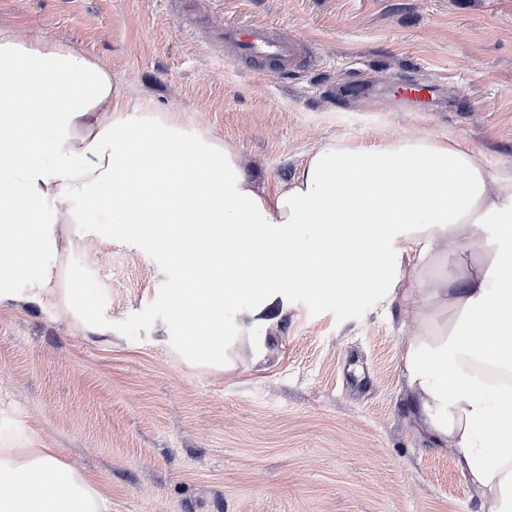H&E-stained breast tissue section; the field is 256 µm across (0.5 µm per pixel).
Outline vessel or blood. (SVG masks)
Here are the masks:
<instances>
[{"label":"vessel or blood","mask_w":512,"mask_h":512,"mask_svg":"<svg viewBox=\"0 0 512 512\" xmlns=\"http://www.w3.org/2000/svg\"><path fill=\"white\" fill-rule=\"evenodd\" d=\"M224 35L235 45L239 57L254 63L262 75L295 67L301 60L294 41L276 38L265 26L228 28ZM399 93L405 98L428 103L435 97L436 85L432 82H409L400 87Z\"/></svg>","instance_id":"b4317fda"}]
</instances>
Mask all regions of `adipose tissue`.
<instances>
[{"label": "adipose tissue", "instance_id": "1", "mask_svg": "<svg viewBox=\"0 0 512 512\" xmlns=\"http://www.w3.org/2000/svg\"><path fill=\"white\" fill-rule=\"evenodd\" d=\"M187 149L191 168L175 164ZM78 224H103L146 249L176 226L190 256L172 294L192 317L196 365L224 362V311L248 299L237 331L257 344L288 309L287 281L340 300L346 286L399 298L415 313L404 369L429 431L456 450L482 512H512V250L481 229L512 224V175L491 178L453 141H328L267 191L234 144L185 129L134 101L78 44L27 37L0 23V301L18 276L41 289V265L20 267L19 231L35 248H69ZM318 227L308 250L287 244ZM261 263L255 281L225 285L232 265ZM468 286L458 289V279ZM448 309L432 331L434 306ZM91 477L50 448L0 445V512H108Z\"/></svg>", "mask_w": 512, "mask_h": 512}]
</instances>
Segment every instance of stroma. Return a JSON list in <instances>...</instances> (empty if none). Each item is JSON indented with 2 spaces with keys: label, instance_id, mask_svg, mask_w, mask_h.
Wrapping results in <instances>:
<instances>
[{
  "label": "stroma",
  "instance_id": "35a3bbf8",
  "mask_svg": "<svg viewBox=\"0 0 512 512\" xmlns=\"http://www.w3.org/2000/svg\"><path fill=\"white\" fill-rule=\"evenodd\" d=\"M0 21L81 44L138 99L237 147L267 188L330 141H455L491 176L512 171V0H0ZM267 25L299 40L303 66L262 76L225 27ZM443 81L437 106L397 101L396 84ZM69 299L0 302V443L56 449L109 485L112 512H480L437 443L402 369L412 320L396 301H341L294 285L259 351L217 371L158 344L180 271L99 224L71 249Z\"/></svg>",
  "mask_w": 512,
  "mask_h": 512
}]
</instances>
